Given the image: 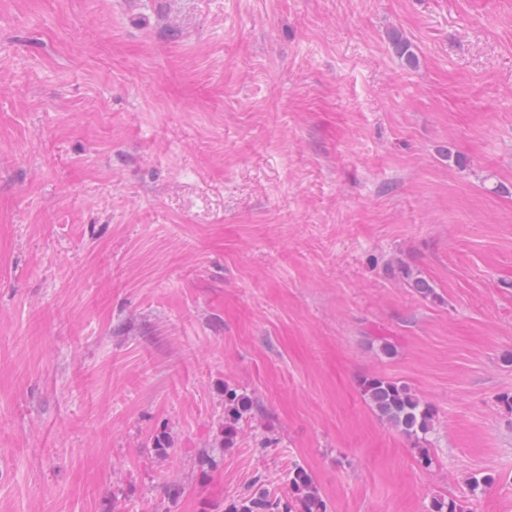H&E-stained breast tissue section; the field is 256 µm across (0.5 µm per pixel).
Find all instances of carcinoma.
<instances>
[{"label":"carcinoma","instance_id":"carcinoma-1","mask_svg":"<svg viewBox=\"0 0 512 512\" xmlns=\"http://www.w3.org/2000/svg\"><path fill=\"white\" fill-rule=\"evenodd\" d=\"M395 53L409 64L416 56L409 41L391 38ZM361 391L376 414L411 439L419 450L420 463L431 465L427 436L435 420L434 409L405 385L381 376L362 380ZM253 403L235 388H224V442H233L237 424L251 411ZM224 512H327V506L311 474L302 467L288 473V492L275 494L258 478L251 488L228 502ZM431 512H465L463 505L448 497L433 500Z\"/></svg>","mask_w":512,"mask_h":512}]
</instances>
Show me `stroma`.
<instances>
[{
  "label": "stroma",
  "instance_id": "obj_1",
  "mask_svg": "<svg viewBox=\"0 0 512 512\" xmlns=\"http://www.w3.org/2000/svg\"><path fill=\"white\" fill-rule=\"evenodd\" d=\"M298 466L328 512H512V0H0V512ZM360 387L376 414L411 439L419 450L420 463L430 466L427 436L435 420L434 409L406 385L381 376L364 378ZM253 403L248 402L237 389H224V442L231 444L237 433L236 425L251 411Z\"/></svg>",
  "mask_w": 512,
  "mask_h": 512
}]
</instances>
